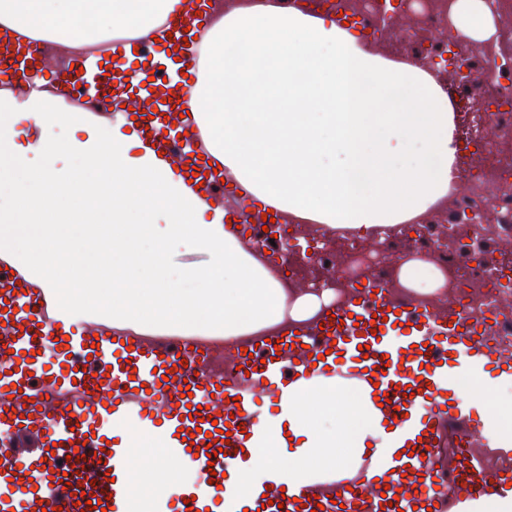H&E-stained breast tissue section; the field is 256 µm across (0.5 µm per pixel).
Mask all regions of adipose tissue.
Segmentation results:
<instances>
[{
	"label": "adipose tissue",
	"mask_w": 512,
	"mask_h": 512,
	"mask_svg": "<svg viewBox=\"0 0 512 512\" xmlns=\"http://www.w3.org/2000/svg\"><path fill=\"white\" fill-rule=\"evenodd\" d=\"M187 2L144 0L124 12L97 0L89 24L80 0H0V25L74 55L120 42L132 67L134 41L162 37ZM192 53L191 116L212 163L260 206L363 229L397 223L447 190L456 147L446 97L421 74L373 65L334 20L246 6L212 23ZM37 84L0 89V253L34 283L135 333L230 340L324 315L331 292L286 301L241 248L223 201L143 140L136 113L89 112L64 101L61 82ZM412 100L422 111L409 110ZM183 251L192 262L177 263ZM486 389L500 408L482 415L485 451L510 452L512 376ZM256 419L266 442L246 487L274 468L291 483L351 478L368 448L391 445L369 386L344 370L313 374L288 389L277 415ZM196 474L187 460L169 476L155 456L134 467L133 491L179 494Z\"/></svg>",
	"instance_id": "ef3b65f1"
}]
</instances>
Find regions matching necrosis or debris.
<instances>
[{"instance_id":"1","label":"necrosis or debris","mask_w":512,"mask_h":512,"mask_svg":"<svg viewBox=\"0 0 512 512\" xmlns=\"http://www.w3.org/2000/svg\"><path fill=\"white\" fill-rule=\"evenodd\" d=\"M493 32L465 34L455 0H288L312 17H342L381 66L427 73L448 99L460 144L447 193L419 215L362 235L295 216L279 219V251L244 227L240 243L285 288L329 290L342 306L364 284L408 298L399 272L422 260L440 292L408 298L420 310L464 311L495 352L512 356V0H482Z\"/></svg>"}]
</instances>
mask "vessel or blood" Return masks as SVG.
I'll return each mask as SVG.
<instances>
[{"label": "vessel or blood", "instance_id": "1", "mask_svg": "<svg viewBox=\"0 0 512 512\" xmlns=\"http://www.w3.org/2000/svg\"><path fill=\"white\" fill-rule=\"evenodd\" d=\"M208 0H190L169 25L163 54L147 75L121 62L75 60L57 72L72 97L124 103L148 127L151 143L181 172L217 183L198 138L170 113L187 114L188 88L172 75L191 67L184 36H203ZM45 65L37 44L0 36V82L33 86ZM489 343L466 327L461 311L410 309L385 292L363 291L333 308L320 325L281 328L237 352L235 366H216L205 337L139 336L111 320L87 323L54 291L24 279L0 260V512H81L80 500H101L107 512H166L163 498L131 489L132 435H163V458L176 468L195 458L200 480L183 492L180 512H442L449 494L512 492V469L487 468L472 443L473 402L456 395L455 364L501 363ZM348 367L389 396L380 409L395 443L362 484L284 487L278 477L242 491L237 477L255 462L264 439L257 387L273 394L314 370ZM189 394L188 405L177 404ZM227 425L220 433L219 425ZM457 456L452 474L433 463L446 439ZM223 446L210 456L207 444ZM198 454H191L190 445Z\"/></svg>", "mask_w": 512, "mask_h": 512}]
</instances>
